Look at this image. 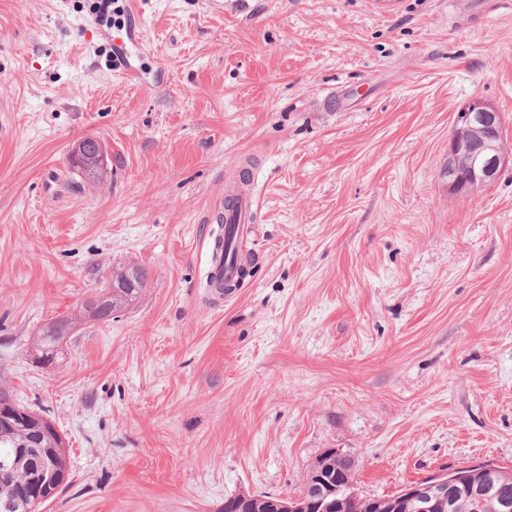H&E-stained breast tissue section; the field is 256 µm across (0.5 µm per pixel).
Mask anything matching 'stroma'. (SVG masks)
<instances>
[{"instance_id": "1", "label": "stroma", "mask_w": 512, "mask_h": 512, "mask_svg": "<svg viewBox=\"0 0 512 512\" xmlns=\"http://www.w3.org/2000/svg\"><path fill=\"white\" fill-rule=\"evenodd\" d=\"M92 2L0 0V378L69 449L42 512L292 497L329 448L364 496L512 471V168L466 196L444 176L472 98L512 146V8L137 0L116 29ZM87 136L115 178L72 170ZM247 160L250 274L211 301L210 216ZM129 263L137 303L34 363ZM80 317H60L49 323L46 329L41 330L34 336L32 342V358L42 366H50L56 359L59 347L66 342L78 325Z\"/></svg>"}]
</instances>
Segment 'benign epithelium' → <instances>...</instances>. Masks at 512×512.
<instances>
[{
    "label": "benign epithelium",
    "mask_w": 512,
    "mask_h": 512,
    "mask_svg": "<svg viewBox=\"0 0 512 512\" xmlns=\"http://www.w3.org/2000/svg\"><path fill=\"white\" fill-rule=\"evenodd\" d=\"M503 115L481 98L467 102L457 112L455 130L448 140V189L457 194L475 192L493 183L501 172L512 166V150L505 147L500 132ZM346 459L335 448L315 461L309 481L315 490L310 499L278 498L274 512H348L344 487L350 482L329 469L330 460ZM497 466L483 462L461 472L452 469L425 481L402 486L390 498L368 497L366 512H451L459 494L474 499L492 498L499 512H512V500L499 494L492 478ZM66 478L48 470L42 476L41 490L36 498L42 502L59 491ZM268 500L263 494L242 493L224 500L226 512H262Z\"/></svg>",
    "instance_id": "7a95c632"
}]
</instances>
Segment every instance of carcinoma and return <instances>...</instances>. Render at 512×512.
I'll return each instance as SVG.
<instances>
[{"mask_svg":"<svg viewBox=\"0 0 512 512\" xmlns=\"http://www.w3.org/2000/svg\"><path fill=\"white\" fill-rule=\"evenodd\" d=\"M136 278L127 281L124 272H112V297L97 307L82 305V316L60 317L41 330L33 338L31 354L36 363L50 366L56 359L60 345L73 335L80 318L107 322L112 315L134 305L147 282V273L135 267ZM43 415L30 419L23 425L0 422V460L8 459L10 467L0 472V512H39L42 505H33L34 497L21 495V490L34 485L40 478V470L51 464L62 476L69 474L66 443L62 435L53 429H44L38 420ZM453 512H497L496 502L488 500L479 505L463 497L456 503Z\"/></svg>","mask_w":512,"mask_h":512,"instance_id":"1","label":"carcinoma"}]
</instances>
